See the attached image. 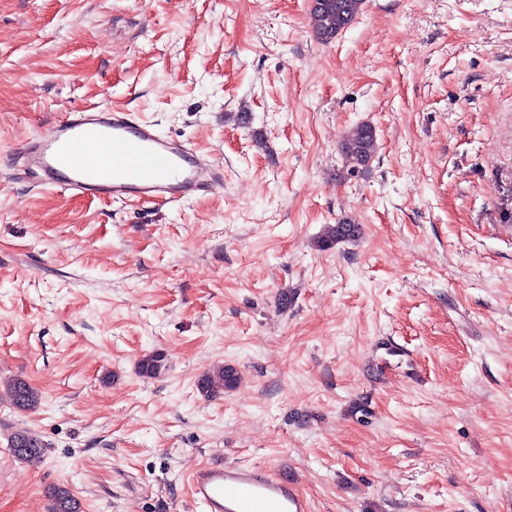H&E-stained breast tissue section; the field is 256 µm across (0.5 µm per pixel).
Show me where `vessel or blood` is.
Segmentation results:
<instances>
[{"label": "vessel or blood", "mask_w": 512, "mask_h": 512, "mask_svg": "<svg viewBox=\"0 0 512 512\" xmlns=\"http://www.w3.org/2000/svg\"><path fill=\"white\" fill-rule=\"evenodd\" d=\"M11 166L40 185L109 201L170 204L224 187V168L213 158L102 106L58 119L49 133L22 144ZM189 486L203 512H310L293 483L257 466L211 461L191 473Z\"/></svg>", "instance_id": "b4317fda"}]
</instances>
